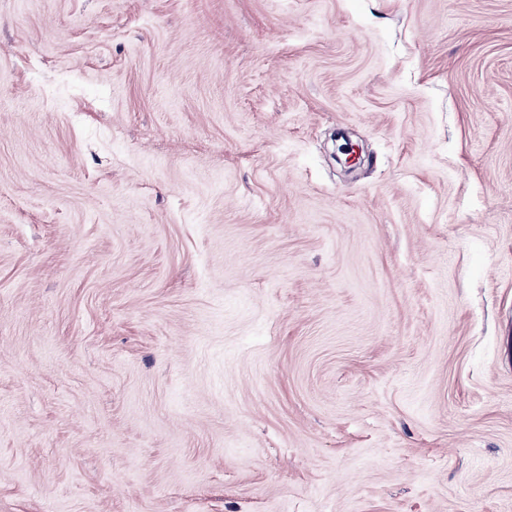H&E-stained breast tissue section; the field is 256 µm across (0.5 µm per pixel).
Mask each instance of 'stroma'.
<instances>
[{"instance_id": "1", "label": "stroma", "mask_w": 512, "mask_h": 512, "mask_svg": "<svg viewBox=\"0 0 512 512\" xmlns=\"http://www.w3.org/2000/svg\"><path fill=\"white\" fill-rule=\"evenodd\" d=\"M0 512H512V0H0Z\"/></svg>"}]
</instances>
